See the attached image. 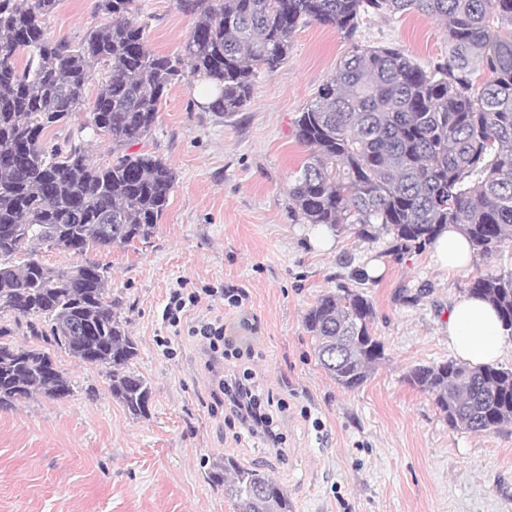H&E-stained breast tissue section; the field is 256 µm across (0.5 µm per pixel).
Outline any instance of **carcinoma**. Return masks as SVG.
<instances>
[{
  "label": "carcinoma",
  "mask_w": 512,
  "mask_h": 512,
  "mask_svg": "<svg viewBox=\"0 0 512 512\" xmlns=\"http://www.w3.org/2000/svg\"><path fill=\"white\" fill-rule=\"evenodd\" d=\"M59 0H0V313L81 362L100 366L112 397L137 419L150 386L129 371L138 344L113 311L107 270L53 269L44 245L69 254L149 237L177 173L163 158L131 152L153 131L158 107L184 67L217 83L209 109L226 117L250 101L257 68L288 58L296 29L317 22L352 44L296 119L307 159L288 198L307 223L367 236L393 234L394 250H421L455 224L488 261L512 245V0H179L194 17L181 56L160 55L129 15L135 0H98L110 22L73 45L45 37L39 18ZM416 12L442 25L448 56L423 68L399 47L358 41L365 15ZM22 52L26 63L18 61ZM105 67L92 129L112 141L95 163L85 141L47 146V133L85 106L91 65ZM486 76L482 83L480 76ZM512 333V270H480L469 282ZM375 309L360 292L321 294L304 316L316 356L355 390L384 358ZM0 408L36 392L62 399L71 384L46 351L4 341ZM405 379L430 395L448 426L490 433L512 425V369L453 361L417 365ZM238 512H292L269 474L232 458L212 474Z\"/></svg>",
  "instance_id": "obj_1"
}]
</instances>
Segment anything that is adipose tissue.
Instances as JSON below:
<instances>
[{"instance_id": "obj_1", "label": "adipose tissue", "mask_w": 512, "mask_h": 512, "mask_svg": "<svg viewBox=\"0 0 512 512\" xmlns=\"http://www.w3.org/2000/svg\"><path fill=\"white\" fill-rule=\"evenodd\" d=\"M430 250L438 268L445 272L468 267L474 257L469 239L452 224L440 231ZM501 331L495 308L481 298L459 297L448 313V347L469 366L492 365L501 358Z\"/></svg>"}]
</instances>
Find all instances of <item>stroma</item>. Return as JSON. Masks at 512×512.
<instances>
[{"label":"stroma","mask_w":512,"mask_h":512,"mask_svg":"<svg viewBox=\"0 0 512 512\" xmlns=\"http://www.w3.org/2000/svg\"><path fill=\"white\" fill-rule=\"evenodd\" d=\"M98 0H59L41 17L46 37L80 43L106 24ZM133 20L148 46L177 56L193 26L179 0H137ZM363 44L396 45L425 66L448 45L435 20L370 15ZM351 46L313 22L294 33L287 61L258 71L235 116L195 101L196 77L173 84L152 134L136 150L171 163L177 179L152 236L85 256L38 248L52 268L86 260L106 267L117 316L138 343L129 369L152 388L146 416L131 418L109 376L63 350L53 363L70 396L37 394L0 409V512H237L210 474L225 457L273 474L293 512H512V425L491 433L451 429L432 399L405 379L417 365L451 361L446 323L481 259L444 274L429 249L394 251L385 231L334 236L330 252L308 244L310 224L288 199L307 156L294 121ZM386 266L373 279L366 266ZM243 289V310L203 298L189 320L223 317L226 333L251 348L256 380L286 402L275 412L282 452L231 438L213 405L202 340L171 336L162 320L176 282ZM349 287L375 308L373 334L385 357L348 391L318 364L304 315L326 291ZM170 337L163 356L158 337Z\"/></svg>","instance_id":"1"}]
</instances>
